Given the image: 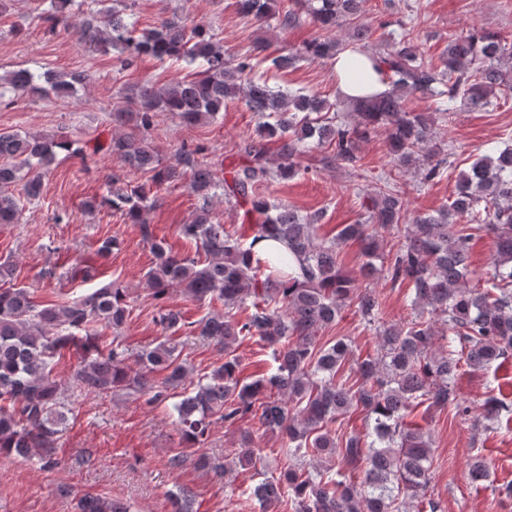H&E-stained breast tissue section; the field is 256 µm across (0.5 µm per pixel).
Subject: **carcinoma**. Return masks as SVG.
<instances>
[{"instance_id":"1","label":"carcinoma","mask_w":512,"mask_h":512,"mask_svg":"<svg viewBox=\"0 0 512 512\" xmlns=\"http://www.w3.org/2000/svg\"><path fill=\"white\" fill-rule=\"evenodd\" d=\"M72 2L48 0L36 18L53 29L66 28ZM360 3L236 0L241 17L273 20L281 30L310 22L329 31L354 21L348 38L377 57L390 88L349 101L347 117L315 93L276 90L267 81L271 69L286 71L302 62L335 58L346 49L341 40L316 37L276 56L265 53L268 46H258L257 54L239 57L224 50L205 23L188 16L164 19L142 31L116 10L105 28L92 17L84 21L81 41L115 51L122 70L142 55L200 67L190 80L127 88L134 109L118 116L133 122L134 130L115 132L107 144L92 148L94 155L116 156L150 175L148 187L112 181L101 203L137 225L150 245L153 261L145 278L157 302L155 323L162 336L136 353L117 336L106 341L99 325L116 331L133 310L116 280L70 301L40 305L28 289L13 284V264L0 263V282L7 284L0 288L1 458L40 451L47 465L55 464L52 455L67 414L54 370L74 350L81 356L74 376L81 388L99 396L138 395L148 404L173 400L185 448L203 447L216 419L231 425L254 422L241 431L240 452L233 463L224 464L226 474L255 464L256 433L280 437L281 452L300 465L287 466L248 489L263 512H274L285 500L294 512H412L415 501L423 510L438 512L439 501L428 496L432 437L406 418L424 404L467 413L454 391L461 365L485 370L512 355V147L477 157L459 172L448 205L408 225L399 175L379 178L366 192L356 222L341 225L327 241L316 236L323 213L301 215L270 202L259 189L308 172L301 160L314 146L329 149L321 158L324 165L353 166L362 144L380 132L396 168L414 167L420 185L452 175L439 158L442 147L433 143L434 114L452 116L459 99L472 107H499L501 95L512 86L509 70L502 67L503 61L512 62V42L494 32L452 38L437 63L407 35L389 33L383 47L374 49ZM91 79L86 71L64 75L18 69L0 75V90H38L45 83L56 96L69 97ZM417 92L435 98L433 111L407 109V98ZM235 99L258 117L256 136L220 161L198 160L202 148L184 147L178 164H161L147 137L158 113L171 112L184 126L194 127L216 120ZM73 145L63 136L0 132L1 226L19 223L22 205L16 189L28 199L39 197L43 170ZM186 175L197 206L179 231L204 252L202 258L172 253L147 221L158 192ZM221 186L225 199L242 209L244 226L238 230L215 220L211 201ZM456 217L466 223H454ZM389 231L400 236L383 255L380 244ZM481 232L491 233L494 245L493 271L484 287L472 283L469 264L470 242ZM268 238L285 243L288 254L255 256L256 244ZM348 243L366 257L363 280L408 287V298L418 308L414 319L384 321L376 292L360 288L338 264L337 249ZM174 288L208 312L187 321L183 312L166 305ZM216 301L222 309L212 308ZM351 305L376 332L374 356L354 357L344 339L319 342V331L336 323ZM183 332L224 348V362L191 388L185 387L190 368ZM255 335L273 346L274 372L245 381L236 351L242 340ZM437 335L447 337L446 348H435ZM350 361L356 380L342 374ZM352 409L363 412L366 434L336 436V423ZM511 411L495 396L485 400L487 420ZM170 502L172 512H191L194 496L180 488L170 494ZM77 512H131V507L85 494Z\"/></svg>"}]
</instances>
